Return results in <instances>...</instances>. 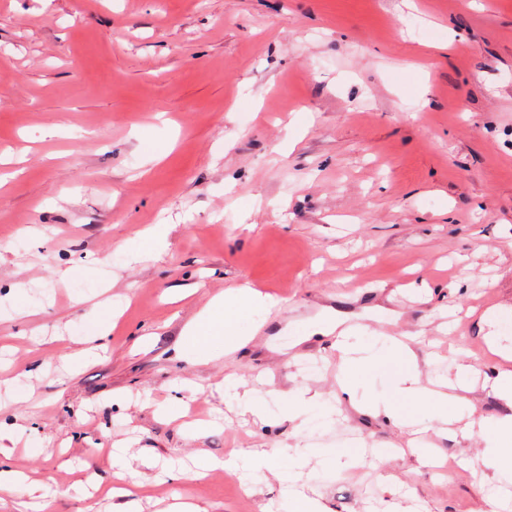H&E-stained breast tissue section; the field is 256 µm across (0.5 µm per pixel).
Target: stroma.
Wrapping results in <instances>:
<instances>
[{"label":"stroma","instance_id":"1","mask_svg":"<svg viewBox=\"0 0 512 512\" xmlns=\"http://www.w3.org/2000/svg\"><path fill=\"white\" fill-rule=\"evenodd\" d=\"M152 225L165 242L145 259ZM417 279L430 299L396 293ZM241 284L274 303L239 316L248 345L180 355L185 327ZM488 298L504 309L490 326ZM108 299L123 309L106 355L72 359ZM380 304L424 334V372L501 365L491 333L512 354V0H0V345L29 375L18 394L0 386V424L25 428L10 467L71 488L49 512H112L84 489L117 480L139 512L176 491L263 512L280 501L268 473L248 495L221 470L167 472L345 436L395 455L360 473L311 458L304 489L326 512H478L480 438H435L422 467L405 433L348 403L302 431L286 416L295 385L336 401L330 339L300 336L333 310L377 326ZM228 375L264 416L218 391ZM160 403L195 405L205 429ZM119 440L154 470L117 469Z\"/></svg>","mask_w":512,"mask_h":512}]
</instances>
